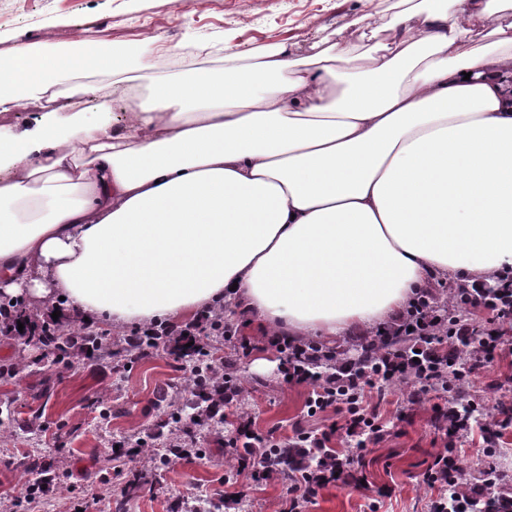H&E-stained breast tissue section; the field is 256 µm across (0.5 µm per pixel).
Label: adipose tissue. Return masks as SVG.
<instances>
[{"mask_svg": "<svg viewBox=\"0 0 512 512\" xmlns=\"http://www.w3.org/2000/svg\"><path fill=\"white\" fill-rule=\"evenodd\" d=\"M352 41L225 53L150 81L110 40L0 59V296L113 328L235 302L269 333L333 340L434 281L512 269V0H404ZM108 75L104 111L85 119ZM39 112V110L34 108H29L25 111L9 112L4 115H1L0 112V125L12 131L32 130L37 124Z\"/></svg>", "mask_w": 512, "mask_h": 512, "instance_id": "1", "label": "adipose tissue"}]
</instances>
